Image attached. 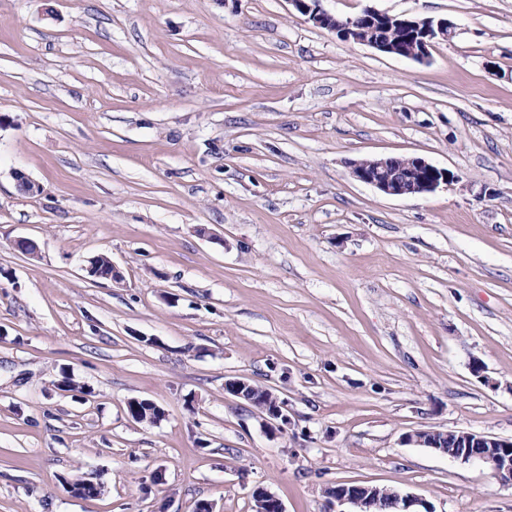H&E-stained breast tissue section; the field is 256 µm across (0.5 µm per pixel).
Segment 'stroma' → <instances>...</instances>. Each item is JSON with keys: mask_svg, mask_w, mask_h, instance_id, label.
Instances as JSON below:
<instances>
[{"mask_svg": "<svg viewBox=\"0 0 512 512\" xmlns=\"http://www.w3.org/2000/svg\"><path fill=\"white\" fill-rule=\"evenodd\" d=\"M322 6L455 35L414 60L289 0H0V512H254L258 487L329 512L339 482L512 512L482 463L402 441L512 437V0ZM377 156L454 181L387 196L350 174ZM251 384L246 379L232 378L225 380L224 390L235 397L247 398L251 406L254 407L255 410L263 416L264 421L271 428L277 427L278 429L284 430L286 426L290 425V420L288 419L287 414V405H285L283 402L279 404V408L276 410H270L268 405L262 400H258L252 394L248 395L252 389L256 388L257 393H260L265 388L252 384L255 386L254 388Z\"/></svg>", "mask_w": 512, "mask_h": 512, "instance_id": "35a3bbf8", "label": "stroma"}]
</instances>
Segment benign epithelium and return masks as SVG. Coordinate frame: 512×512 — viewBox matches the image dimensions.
Here are the masks:
<instances>
[{
    "instance_id": "1",
    "label": "benign epithelium",
    "mask_w": 512,
    "mask_h": 512,
    "mask_svg": "<svg viewBox=\"0 0 512 512\" xmlns=\"http://www.w3.org/2000/svg\"><path fill=\"white\" fill-rule=\"evenodd\" d=\"M288 2L313 26L326 29L348 41L356 32L362 19H389L391 15L366 8L360 13L338 18L324 10L322 0H288ZM397 22L407 28L421 32L419 48L411 51L400 46H388L375 41L356 39L379 52L392 56L423 60L428 57L429 47L438 41H446L453 36V26L446 20L434 21L399 17ZM351 175L359 182L368 184L389 196L425 195L437 191L454 181V176L422 157L380 156L356 160L351 164ZM253 386L245 379L232 378L224 381V390L235 396L245 397L252 407L263 416L270 427L285 429L290 425L287 405L270 410L268 405L250 394ZM454 440L453 451H448L444 441ZM405 444H421L464 462L478 460L484 463L493 476L504 484L512 485V456L497 452L499 448H511L512 438L476 434L467 431H440L434 429L416 430L402 437ZM331 506L350 505L353 512H374L376 488L373 486H353L338 484L326 489ZM398 505L396 512H435L425 499L408 493L396 492ZM255 512H285L282 502L274 495L257 489L253 493Z\"/></svg>"
}]
</instances>
